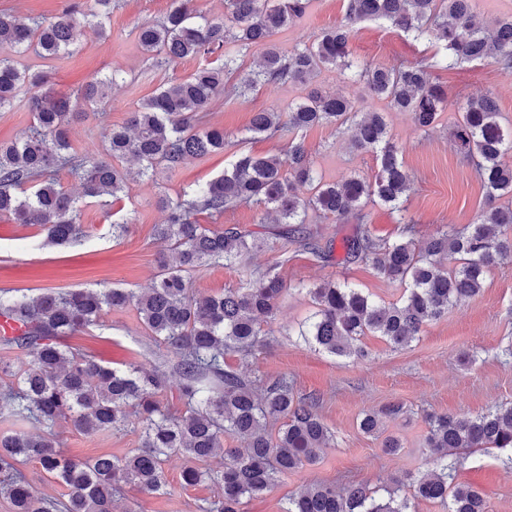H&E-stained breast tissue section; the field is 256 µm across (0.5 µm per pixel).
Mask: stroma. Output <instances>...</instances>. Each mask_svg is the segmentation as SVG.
<instances>
[{
	"mask_svg": "<svg viewBox=\"0 0 512 512\" xmlns=\"http://www.w3.org/2000/svg\"><path fill=\"white\" fill-rule=\"evenodd\" d=\"M107 26V38L95 32V20L81 19L83 36L76 51L61 59H42L31 52L14 55L19 69L48 74L54 88L72 95L91 78L121 71L123 83L114 86L105 108L85 107L69 127L73 148L100 146L106 128L126 121L129 112L171 81L193 73L197 59L186 58L166 65L148 59L137 42V30L162 21L170 0H117ZM342 0H312L304 19L282 29L275 37L283 49L308 40L322 29L336 25ZM354 58L395 67L432 54L431 44L413 40L384 21L361 23L352 35ZM435 78L449 95L493 93L501 122L512 128V75L486 62H469L438 70ZM297 85L266 83L243 97L221 95L204 114V123L223 128V153L205 159L190 158L171 172L159 173L155 182L131 180L128 193L108 207L97 202L82 204L78 222L83 237L63 246L48 245L34 226H22L0 217V292L21 290L35 297L67 289L106 290L149 287L157 271L156 258L163 244L154 227L163 223L158 200L177 198L195 184L223 173L233 156L242 152L257 156L284 155L283 138H252L248 126L254 113L284 106L301 95ZM391 133L401 145V160L410 176L407 215L414 222V238L422 241L438 227L461 228L473 221L486 204L485 191L466 154L454 139L455 113H444L429 131L417 129L408 113L388 115ZM316 168L330 181L356 173L372 178L377 170L373 153L354 151L347 135L335 128L318 126L300 135ZM127 223L122 238L112 236V226ZM343 249L325 263L311 254L289 251L280 256L260 253L233 267L209 266L190 276L194 292L218 295L238 286L254 269L276 268L287 293L275 320L265 324L267 347L249 358L233 354L229 364L250 377L269 381L285 376L300 396L319 401L323 421L336 433L335 447L325 449L314 466L289 474L262 496L245 500L242 512H282L289 495L319 481L353 482L369 490L399 487L408 474L425 471L428 455L423 446L427 413L476 416L501 405L512 404V258L493 267L475 298L461 301L442 318L427 324L419 339L404 349L391 348L381 337L362 340L363 358L333 356L306 346L297 336L299 323L314 310L307 286L334 278L347 281L389 304L399 299L400 286L377 275L371 266L345 261ZM66 346L110 366L162 367L167 376L160 392L163 406L180 407L175 355L155 342L140 324L134 307L105 311L101 323L64 337ZM475 360L466 365L464 354ZM399 402L405 416L387 421V433L400 436L403 450L385 454L377 440L361 433L362 413ZM61 448L73 459L86 461L102 454L124 456L140 448L139 429L83 434L70 423L59 427ZM183 458L172 457L164 465L168 491L151 494L135 486H123L116 512H199L202 503L215 499L220 490L202 482L183 485ZM456 480L483 491L490 512H512V452L477 451L467 459Z\"/></svg>",
	"mask_w": 512,
	"mask_h": 512,
	"instance_id": "stroma-1",
	"label": "stroma"
}]
</instances>
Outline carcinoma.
Here are the masks:
<instances>
[{
    "label": "carcinoma",
    "instance_id": "1",
    "mask_svg": "<svg viewBox=\"0 0 512 512\" xmlns=\"http://www.w3.org/2000/svg\"><path fill=\"white\" fill-rule=\"evenodd\" d=\"M114 0H72L53 21H28L0 12V48L33 51L41 58L70 54L81 36L79 17L96 19L97 32L107 34ZM476 0H343L344 14L336 26L324 29L290 50L274 36L300 21L310 0H224V17L208 19L194 0H171L159 23L137 31L143 52L151 59L176 62L188 57L201 63L188 77L159 89L145 99L128 120L106 130L102 151H71L65 129L71 97L55 91L46 75L16 67L0 57V110L13 105L19 88H31L27 107L32 123L24 135L0 142V216L16 224H33L46 241L65 245L82 234L77 223L78 198L60 188L56 175L66 168L82 188L83 198L102 199L110 206L128 188L130 171L152 179L158 170L172 171L185 159L207 158L224 151V132L208 127L199 114L225 90V78L236 76L233 91L242 96L267 82L301 85L305 93L284 110L256 113L248 128L254 136H288L285 155L256 157L242 153L217 178L196 186L175 200L164 199L167 217L154 227L156 239L170 244L159 253L153 285L138 292L125 288L48 291L37 297L1 295L0 316L24 330L0 336V347L18 349L15 358H0V372L16 386L0 392V407L16 428L0 433V496L15 512H114L122 485L164 494L166 458L175 454L188 463L183 484L209 480L223 495L207 502L202 512H240L246 498L270 490L278 480L318 462L320 452L336 441L322 420L317 400L296 395L293 383L280 377L258 394L254 381L226 364L228 355H253L267 343L262 324L275 317L285 291L282 279L266 269L218 296H200L190 288L189 274L204 265L232 267L259 251L282 253L293 245L325 261L333 259L336 242L315 237L308 211L340 222L357 220L353 235L341 240L346 259L369 264L391 283L403 288L388 306L347 282L324 281L308 289L316 311L298 335L309 345L339 357L364 356L362 337L380 336L392 348L409 346L428 323L448 313L454 303L477 296L486 273L512 254V131L499 121V106L491 93L452 100L448 90L433 82L436 68L483 61L512 74V16L496 21L486 35ZM368 20H383L415 40L438 48L432 57L386 68L352 60L353 28ZM263 47L256 68L241 69L243 51ZM335 69L392 112H408L416 128L437 125L441 114L461 112L455 134L475 170L487 198L472 223L461 230H439L417 243L411 237L381 239L364 224V207L375 201L393 211L405 210L409 175L399 157L400 147L389 133L386 115L361 110L346 96L328 93L318 75ZM116 75L92 79L76 93L91 106L106 105V89ZM329 125L350 134L353 148L375 154L372 179L347 176L324 182L299 133ZM308 189L303 197L299 189ZM246 203L261 209L258 223L270 213L278 224L259 235L237 225L211 228L197 215H221L229 205ZM137 307L145 329L177 356V389L184 411L161 406L157 394L167 384L159 368L131 365L114 369L66 349L60 339L99 324L104 311ZM406 413L391 403L364 414L359 430L382 438L388 454L401 441L383 436L384 423ZM70 421L83 434L120 430L138 424L141 447L124 457L103 454L76 461L61 450L56 428ZM282 421L277 433L268 424ZM34 422L38 434L18 426ZM424 447L431 469L408 476L411 496L391 489L375 491L349 484L336 487L312 483L287 498L283 512H410L412 501H438L448 512H488L482 493L455 482L469 448H512V405H502L474 417L431 413L426 416ZM242 448L224 447V435ZM224 464L203 472L197 463L216 455ZM36 460L66 487L65 499L37 492L18 464Z\"/></svg>",
    "mask_w": 512,
    "mask_h": 512
}]
</instances>
